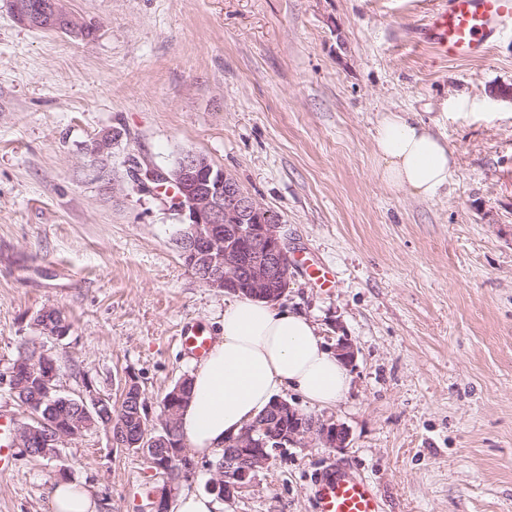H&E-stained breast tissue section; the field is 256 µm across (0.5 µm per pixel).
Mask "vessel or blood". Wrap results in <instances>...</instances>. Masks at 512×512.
Segmentation results:
<instances>
[{"label": "vessel or blood", "mask_w": 512, "mask_h": 512, "mask_svg": "<svg viewBox=\"0 0 512 512\" xmlns=\"http://www.w3.org/2000/svg\"><path fill=\"white\" fill-rule=\"evenodd\" d=\"M512 15V0H441L420 28L423 43L441 56L465 60L487 56L499 34V21ZM177 340L189 354L202 357L210 336L181 329ZM15 418L0 412V471L14 462ZM318 512H381L374 485L350 471L334 469L314 484Z\"/></svg>", "instance_id": "1"}]
</instances>
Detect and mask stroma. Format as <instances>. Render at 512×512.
I'll return each instance as SVG.
<instances>
[{"label": "stroma", "mask_w": 512, "mask_h": 512, "mask_svg": "<svg viewBox=\"0 0 512 512\" xmlns=\"http://www.w3.org/2000/svg\"><path fill=\"white\" fill-rule=\"evenodd\" d=\"M436 2L66 0L96 29L80 41L0 0V411L27 416L6 379L45 307L72 324L46 343L65 394L90 382L116 403L132 379L156 408L189 376L175 335L218 336L229 295L187 269L182 217L137 191L129 162L196 152L279 216L280 307L357 348L336 406L283 394L344 423L348 446L290 449L222 512H317L333 466L372 482L382 512H512V18L485 59L451 62L416 37ZM389 111L454 150L440 197L382 181L372 146ZM111 128L121 139L94 158ZM64 476L100 512H149L162 481L100 427L58 461L17 454L0 512H53Z\"/></svg>", "instance_id": "35a3bbf8"}]
</instances>
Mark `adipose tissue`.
I'll return each mask as SVG.
<instances>
[{
  "instance_id": "adipose-tissue-1",
  "label": "adipose tissue",
  "mask_w": 512,
  "mask_h": 512,
  "mask_svg": "<svg viewBox=\"0 0 512 512\" xmlns=\"http://www.w3.org/2000/svg\"><path fill=\"white\" fill-rule=\"evenodd\" d=\"M377 169L388 186L432 200L455 165L444 139L410 112L384 113L374 136ZM192 397L182 412L184 442L214 459L226 437L293 390L331 407L348 393L347 367L327 349L307 316L246 297L228 301L223 330L205 357L192 363Z\"/></svg>"
}]
</instances>
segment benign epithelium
I'll return each mask as SVG.
<instances>
[{"mask_svg":"<svg viewBox=\"0 0 512 512\" xmlns=\"http://www.w3.org/2000/svg\"><path fill=\"white\" fill-rule=\"evenodd\" d=\"M10 5L17 20L30 28L54 29L71 37L85 32L86 24L65 7V0H46L41 5L32 0H10ZM119 137L115 130L101 133L93 141L91 154L96 158L109 155ZM158 182L179 189L173 208L184 217V223L175 244L184 264L201 282L218 290L243 291L271 303L285 297L291 276L281 225L272 223L267 209L245 194L231 173L214 166L201 154L188 152L169 170H146L138 188L149 191ZM37 328L41 335L53 340H62L70 332L66 322L45 316L37 321ZM334 351L347 366L356 359L355 346L347 336L336 337ZM25 364L29 379L37 380L49 393L58 389L59 367L52 351L36 343L30 346ZM185 387L184 382H179L168 396L162 429L172 427L185 406ZM76 397L86 422L93 423L102 415L104 398L92 383H85ZM112 426L113 421L106 422L113 445L133 449L139 444L148 448L145 440L132 439L126 427L114 430ZM82 431L81 425L64 430L48 420L40 421L38 428L19 422L16 442L24 449L38 442L42 455L55 459L59 448ZM312 440L323 448L341 449L348 446L349 434L343 424L331 418L309 419L287 400L278 398L238 435L224 441V468L217 469L209 488L221 490L224 500L230 502L252 487L275 455ZM164 446L167 450L161 455L174 478L165 480L153 492L152 512H170L176 486L190 476L193 468L189 449L178 447L176 442H166Z\"/></svg>","mask_w":512,"mask_h":512,"instance_id":"7a95c632","label":"benign epithelium"}]
</instances>
